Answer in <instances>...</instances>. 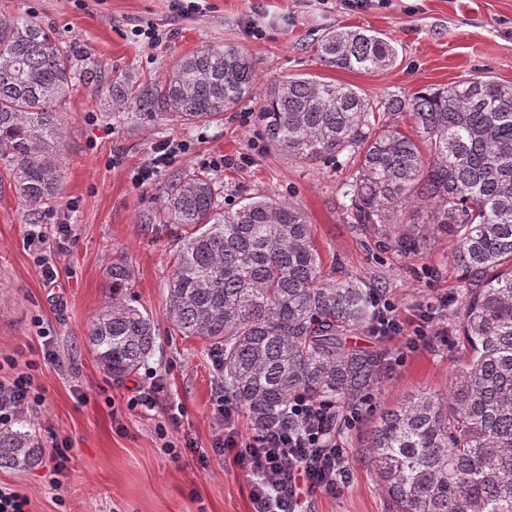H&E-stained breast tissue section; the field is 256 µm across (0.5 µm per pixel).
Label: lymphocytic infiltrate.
Returning <instances> with one entry per match:
<instances>
[{"mask_svg":"<svg viewBox=\"0 0 512 512\" xmlns=\"http://www.w3.org/2000/svg\"><path fill=\"white\" fill-rule=\"evenodd\" d=\"M8 366V373H0L1 429L11 427L43 402L32 374L19 369L16 361H9ZM213 410L223 421L224 432L214 439L212 451L218 457L233 455L247 473L254 512H299L303 491L335 489L352 474L336 429L355 423L360 406L340 411L298 394L288 405V415L301 422L300 430L269 429L247 439L237 426L236 404L220 396Z\"/></svg>","mask_w":512,"mask_h":512,"instance_id":"1","label":"lymphocytic infiltrate"}]
</instances>
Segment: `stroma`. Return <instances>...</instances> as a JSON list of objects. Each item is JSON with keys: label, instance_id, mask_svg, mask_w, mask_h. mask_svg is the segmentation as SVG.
Listing matches in <instances>:
<instances>
[{"label": "stroma", "instance_id": "stroma-1", "mask_svg": "<svg viewBox=\"0 0 512 512\" xmlns=\"http://www.w3.org/2000/svg\"><path fill=\"white\" fill-rule=\"evenodd\" d=\"M0 14L33 16L59 41L144 83L161 80L202 46L232 43L251 57L259 87L223 122L191 129L112 120L100 97L74 92L63 109L68 137L59 198L34 218L11 190L0 191V356L36 362L44 394L38 413L28 418L41 440L40 462L25 471L0 468V487L24 494L30 512H251L247 474L232 457L212 456L204 466L184 448L189 441L194 450L209 452L223 430L212 408L220 372L207 343L182 336L166 320L178 230L145 217L156 213L167 176L141 186L133 180L153 149L175 138L190 144L176 170L212 172L228 208L245 195L300 207L313 226L325 277L351 276L383 289L403 320L422 326L426 338L415 351L406 350L402 337L382 341L366 330L353 335V343L383 351L392 364L360 420L337 431L353 463L348 482L301 497L304 512H389L365 450L371 428L383 409L410 395L447 394L462 356L449 334L450 314L461 307L468 280L448 261V236L417 235L404 251L380 227L350 223L341 186L356 160L344 154L331 167L291 159L240 115L258 111L271 83L301 75L350 85L381 103L463 81L478 69L512 84V0H389L364 9L348 7L347 0H207L205 10L189 17L174 14L169 0H0ZM254 22L263 27V38L249 34ZM146 23L163 32L155 44L130 36ZM351 26L390 39L398 52L395 67L364 72L325 66L314 42ZM221 155L234 166L213 169ZM243 155L248 163H240ZM35 221L42 226V253L58 268L51 285L27 240ZM63 224L71 226L70 235H59ZM119 260L132 274L124 300L157 320L160 339L148 363L118 381L102 369L86 336L110 299L107 272ZM48 346L55 361L44 358ZM153 373L166 383L158 406L129 408L135 386L147 384ZM58 437L71 444L69 471L60 481L51 463ZM168 440L181 454L167 451Z\"/></svg>", "mask_w": 512, "mask_h": 512}]
</instances>
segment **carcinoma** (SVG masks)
Wrapping results in <instances>:
<instances>
[{
    "label": "carcinoma",
    "mask_w": 512,
    "mask_h": 512,
    "mask_svg": "<svg viewBox=\"0 0 512 512\" xmlns=\"http://www.w3.org/2000/svg\"><path fill=\"white\" fill-rule=\"evenodd\" d=\"M330 67L393 66L391 41L336 29L317 44ZM83 87L107 113L143 127L224 121L253 94L251 58L233 44L183 56L159 83L129 75L57 41L26 15L0 16V189L36 215L61 191L62 110ZM135 111H128V106ZM385 112H409L418 138L376 127V107L348 85L290 77L265 91L256 122L267 141L298 160L335 164L358 157L343 183L356 224H400L423 211L425 228L452 237L450 261L469 278L457 313L464 355L444 397L423 393L384 409L367 452L393 512H512V85L488 75L391 97ZM163 224L188 228L172 254L167 319L222 356L224 396L254 429L288 420L293 396L343 406L380 387L383 354L350 343L374 322L378 288L353 277L324 280L304 212L272 197L224 208L206 172L173 171L162 189ZM112 301L87 339L103 370L121 380L154 353L156 326L121 299L130 272H108ZM40 443L0 430V468L25 470Z\"/></svg>",
    "instance_id": "cac0c4a2"
}]
</instances>
